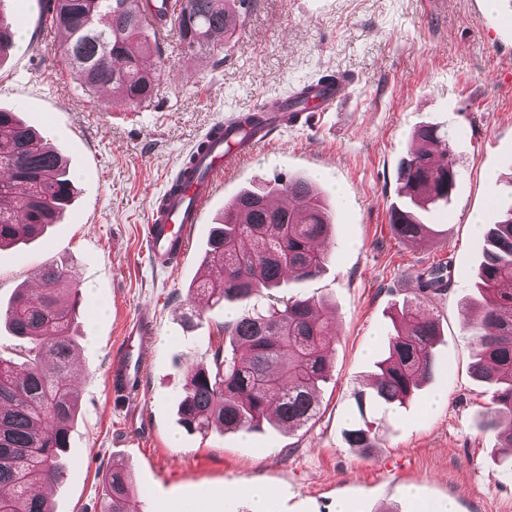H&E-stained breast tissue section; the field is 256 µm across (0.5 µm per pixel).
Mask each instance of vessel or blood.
Returning <instances> with one entry per match:
<instances>
[{
	"label": "vessel or blood",
	"instance_id": "1",
	"mask_svg": "<svg viewBox=\"0 0 512 512\" xmlns=\"http://www.w3.org/2000/svg\"><path fill=\"white\" fill-rule=\"evenodd\" d=\"M346 87V81L341 78L321 85L319 93L310 95L306 111L285 112L276 123L265 124L244 142L230 133L228 124L218 122L211 126L202 136L210 152L200 158L195 177L168 183L151 209L144 232V245L151 262L166 266L185 257L191 229L199 223L215 186L224 176L225 167L264 146L273 129L303 125L311 115L330 111L344 97ZM150 325L151 319L144 313L126 324L122 344L112 356L113 399L123 400L139 391L144 371L142 338Z\"/></svg>",
	"mask_w": 512,
	"mask_h": 512
}]
</instances>
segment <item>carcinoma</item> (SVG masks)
<instances>
[{
	"label": "carcinoma",
	"instance_id": "obj_1",
	"mask_svg": "<svg viewBox=\"0 0 512 512\" xmlns=\"http://www.w3.org/2000/svg\"><path fill=\"white\" fill-rule=\"evenodd\" d=\"M152 0H48L51 22L65 34L63 57L87 91L108 85L117 104L138 108L152 98L164 77L158 32L172 25L186 54L215 49L213 32L232 36L247 20L251 0H175L177 13L155 18ZM152 32L154 40L147 38ZM15 44L13 24L0 15V57ZM156 56L151 68L143 65ZM119 65H114V61ZM264 114L236 121L250 136ZM0 246L25 243L57 223L70 204L74 185L62 157L45 152L35 130L16 113L0 109ZM459 178L449 139L434 126H422L399 163V195L392 209V233L404 244L422 239L428 229L422 211L448 202ZM281 191L300 198L290 212L273 209L274 190L239 193L224 208V223L212 227L204 256L207 275L189 288L191 300L207 298L235 305L239 313L224 322V345L209 367L188 369L178 400L179 421L188 432L212 426L224 431L257 430L273 420L297 429L320 412L319 386L328 374L332 333L319 304L310 298L271 299L282 273L299 280L318 277L328 263L323 243L330 220L312 182L290 179ZM479 279L483 301L468 323L472 340L471 373L497 386L482 427L502 447L512 448V205L482 235ZM40 292L19 291L0 319L10 332L31 343L28 366L16 373L0 358V512H52L37 483L60 484L66 476L63 454L77 412L68 379L75 351L71 328L80 314L79 290L57 266L39 272ZM448 267L432 265L419 275L416 296L403 303L400 326L387 338L378 373L354 392L359 419L344 431L348 445L367 454L377 430L366 410L402 405L435 373L438 324L425 302L446 291ZM102 512H128L138 494L132 474L112 468Z\"/></svg>",
	"mask_w": 512,
	"mask_h": 512
}]
</instances>
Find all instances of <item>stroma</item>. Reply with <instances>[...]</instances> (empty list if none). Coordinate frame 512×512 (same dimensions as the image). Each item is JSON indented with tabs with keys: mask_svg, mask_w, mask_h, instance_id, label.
Instances as JSON below:
<instances>
[{
	"mask_svg": "<svg viewBox=\"0 0 512 512\" xmlns=\"http://www.w3.org/2000/svg\"><path fill=\"white\" fill-rule=\"evenodd\" d=\"M16 48L0 61V108L17 112L67 162L76 195L59 224L29 244L0 249V305L34 289L52 263L81 291L78 352L70 380L78 417L65 481L46 493L54 512H102L103 476L132 469V512H176L193 496L206 512H251L247 487L269 490L268 512H353L418 501L455 512H512V472L481 427L492 390L471 375L467 302L476 301L480 239L495 223L496 197L512 193V30L507 0H255L220 54L168 57L171 71L149 107L118 110L83 90L56 50L45 0H0ZM326 74L351 80L345 99L314 125L275 133L226 173L185 258L153 265L142 227L150 204L203 133L229 116L292 93ZM446 133L460 178L447 205L428 210L431 232L399 242L389 213L396 171L413 132ZM302 176L326 197L333 226L329 262L313 279L286 277L280 293L324 301L335 332L331 368L315 422L287 432L205 434L179 423L177 399L190 366L212 362L233 308L193 309L209 229L224 205L251 186ZM449 265L447 291L430 302L441 336L437 372L413 398L383 416L371 455L349 448L343 431L358 416L353 390L376 372L393 318L413 298L417 276ZM150 309L140 392L112 403V354L127 321ZM447 398L434 402L436 390Z\"/></svg>",
	"mask_w": 512,
	"mask_h": 512,
	"instance_id": "obj_1",
	"label": "stroma"
}]
</instances>
